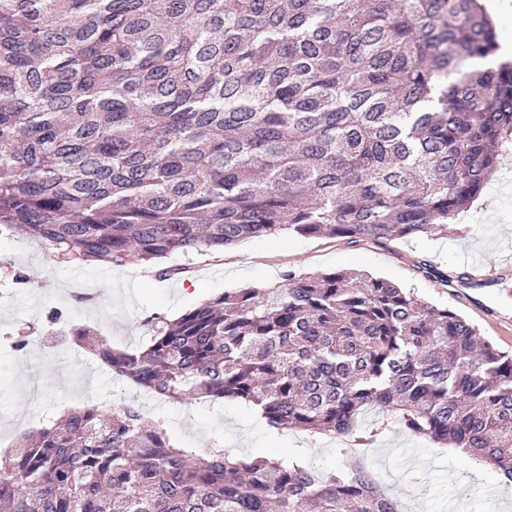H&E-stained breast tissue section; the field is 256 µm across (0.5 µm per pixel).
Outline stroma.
I'll return each instance as SVG.
<instances>
[{
  "mask_svg": "<svg viewBox=\"0 0 512 512\" xmlns=\"http://www.w3.org/2000/svg\"><path fill=\"white\" fill-rule=\"evenodd\" d=\"M512 253V181L496 177L448 234L356 243L283 232L246 238L224 251L191 257L172 253L156 266L104 262L58 263L48 246L0 232V452L21 435L91 404L134 405L160 424L174 446L195 453L223 447L229 455L287 456L331 470L342 457L361 455L380 491L410 504L413 512H498L486 496L490 477L482 461L458 449L418 438L397 425L367 420L376 436L364 448L352 438L270 428L256 409L240 402L210 404L160 398L115 378L73 342L54 332L49 315L61 311L73 325L100 331L113 347H147L150 321L175 319L208 299L239 288H267L287 274L355 268L386 277L419 299L471 321L480 335L512 354V322L467 305L454 288L425 276L423 266L460 274L491 267ZM189 265L188 275L159 279L155 267ZM47 338V346L18 355L15 336Z\"/></svg>",
  "mask_w": 512,
  "mask_h": 512,
  "instance_id": "obj_1",
  "label": "stroma"
}]
</instances>
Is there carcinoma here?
I'll list each match as a JSON object with an SVG mask.
<instances>
[{
  "mask_svg": "<svg viewBox=\"0 0 512 512\" xmlns=\"http://www.w3.org/2000/svg\"><path fill=\"white\" fill-rule=\"evenodd\" d=\"M481 0H0V228L63 264H147L290 231L448 233L512 139ZM66 335L162 397L279 430L464 448L512 489V356L457 312L333 271L240 288L143 351ZM400 512L360 459L193 457L132 406H85L0 457V512Z\"/></svg>",
  "mask_w": 512,
  "mask_h": 512,
  "instance_id": "carcinoma-1",
  "label": "carcinoma"
}]
</instances>
